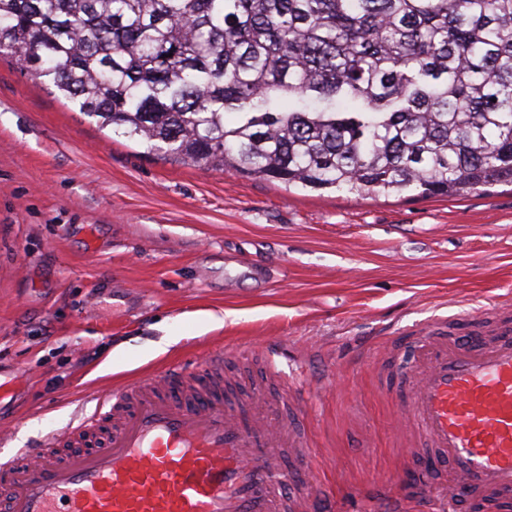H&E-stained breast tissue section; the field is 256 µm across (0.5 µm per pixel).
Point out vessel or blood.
Segmentation results:
<instances>
[{
    "label": "vessel or blood",
    "mask_w": 512,
    "mask_h": 512,
    "mask_svg": "<svg viewBox=\"0 0 512 512\" xmlns=\"http://www.w3.org/2000/svg\"><path fill=\"white\" fill-rule=\"evenodd\" d=\"M224 352L100 396L97 413L0 462L8 512H305L315 486L303 435L206 402ZM413 423L457 488L512 512V328L481 350L453 347L405 377Z\"/></svg>",
    "instance_id": "obj_1"
}]
</instances>
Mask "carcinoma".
<instances>
[{
  "label": "carcinoma",
  "mask_w": 512,
  "mask_h": 512,
  "mask_svg": "<svg viewBox=\"0 0 512 512\" xmlns=\"http://www.w3.org/2000/svg\"><path fill=\"white\" fill-rule=\"evenodd\" d=\"M147 153L285 187L512 184V0H0V54Z\"/></svg>",
  "instance_id": "carcinoma-1"
}]
</instances>
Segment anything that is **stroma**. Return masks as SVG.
Listing matches in <instances>:
<instances>
[{"label":"stroma","instance_id":"obj_1","mask_svg":"<svg viewBox=\"0 0 512 512\" xmlns=\"http://www.w3.org/2000/svg\"><path fill=\"white\" fill-rule=\"evenodd\" d=\"M512 323V186L464 195L285 189L146 153L0 56V462L96 394L223 348L268 380L225 404L296 401L313 512H448L451 467L418 455L411 336Z\"/></svg>","mask_w":512,"mask_h":512}]
</instances>
